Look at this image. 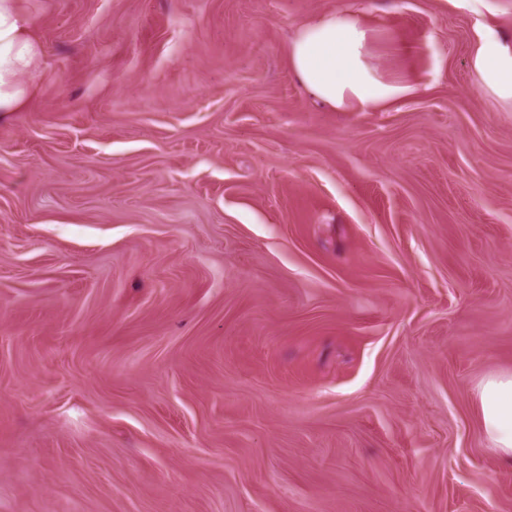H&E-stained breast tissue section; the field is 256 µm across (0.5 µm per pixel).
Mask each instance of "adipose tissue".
<instances>
[{"label": "adipose tissue", "mask_w": 512, "mask_h": 512, "mask_svg": "<svg viewBox=\"0 0 512 512\" xmlns=\"http://www.w3.org/2000/svg\"><path fill=\"white\" fill-rule=\"evenodd\" d=\"M372 33L347 12L319 14L289 42L293 73L317 99L342 112H373L410 93L408 85L381 77L369 61ZM45 47L29 0H0V114L17 112L34 97ZM481 90L512 103V41L483 29L471 59ZM484 436L496 459L512 466V372L477 385Z\"/></svg>", "instance_id": "ef3b65f1"}]
</instances>
